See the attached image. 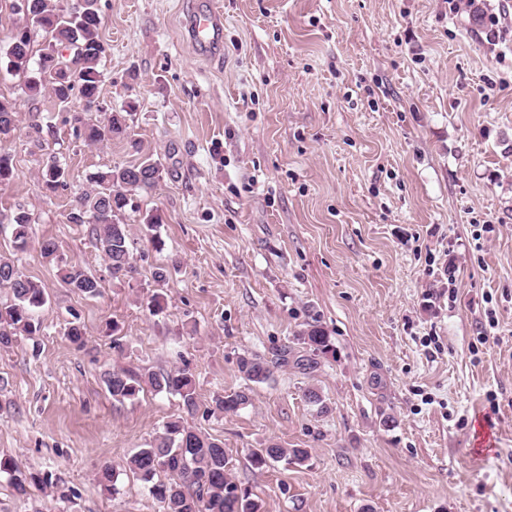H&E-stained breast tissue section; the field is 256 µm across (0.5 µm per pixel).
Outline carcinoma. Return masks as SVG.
I'll return each mask as SVG.
<instances>
[{
    "label": "carcinoma",
    "mask_w": 512,
    "mask_h": 512,
    "mask_svg": "<svg viewBox=\"0 0 512 512\" xmlns=\"http://www.w3.org/2000/svg\"><path fill=\"white\" fill-rule=\"evenodd\" d=\"M27 19L30 24L16 26L10 33L7 52V70L24 77V92L35 101L45 93L65 108L74 94L87 102L99 100L102 83L101 63L105 45L100 35L102 24L98 0H84L81 10L74 13L64 0H27ZM45 33L36 68H30L32 36L30 26ZM55 48L73 52L71 61L77 80L70 83L55 70L50 54ZM74 132L87 144H98L106 139L127 138L125 117L119 112H102L100 119L73 115ZM19 115L15 102L0 98V184L14 178L15 167L11 153L3 147L15 134ZM162 163L151 155L143 156L128 166H116L99 171L90 177L92 188L81 194L75 211L70 213L73 224H84L91 244L108 261L112 276L127 277L135 272L133 240L130 227L119 221L118 215L129 206L132 196L149 191L162 178ZM41 177L47 191L55 194L67 187V175L60 159L46 154ZM33 218L20 209L12 218V237L16 249H26ZM61 279L76 292L88 297L100 296L99 281L88 275L77 263L59 268ZM0 287L11 290L10 305L0 308V348L9 349L19 336H36L41 326L37 311L46 305L48 296L42 284L24 277L11 258L0 257ZM309 355L296 358L300 368L315 369L318 356L330 350L329 336L318 325H311L301 334ZM239 372L251 383L267 382L272 371L268 361L257 356H243L238 362ZM107 391L116 401L133 400L148 384L156 392L174 393L181 397L188 412L197 407L196 384L186 369L166 373H150L142 377L126 370H114L104 379ZM246 391L215 399L216 409L236 413L249 404ZM309 459L306 448H283L271 444L252 452L255 465L268 466L282 460L302 464ZM231 460L224 444L217 439L199 434L183 419H172L163 426V432L146 448L137 450L126 462L129 471L149 484V492L163 512H260L261 505L246 491L238 490L228 479ZM8 475V482L20 495L28 494L37 477L21 469L10 459H0V474Z\"/></svg>",
    "instance_id": "obj_1"
}]
</instances>
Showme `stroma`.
Wrapping results in <instances>:
<instances>
[{"label": "stroma", "instance_id": "stroma-1", "mask_svg": "<svg viewBox=\"0 0 512 512\" xmlns=\"http://www.w3.org/2000/svg\"><path fill=\"white\" fill-rule=\"evenodd\" d=\"M194 2H98L100 97L126 113L136 152L84 145L50 99H27L6 70L19 16L0 0V96L21 120L0 255L49 296L40 335L0 349V457L45 483L21 496L1 477L0 512H160L125 462L176 417L223 442L230 480L261 512H512V53L490 54L479 17L446 0H212L224 45L201 57L184 36ZM49 151L69 173L57 194L38 177ZM143 152L164 171L122 216L137 273L119 281L69 216L90 174ZM20 208L34 220L22 252L9 226ZM150 210L159 251L140 230ZM482 224L494 231L479 241ZM47 238L101 297L59 278ZM161 263L174 270L159 284ZM312 322L331 343L315 370L274 365L247 384L239 357L306 354ZM182 368L191 415L179 396L118 402L104 384L115 369ZM244 388L245 408L214 412ZM271 444L310 457L254 467L251 450ZM104 464L117 493L94 478Z\"/></svg>", "mask_w": 512, "mask_h": 512}]
</instances>
